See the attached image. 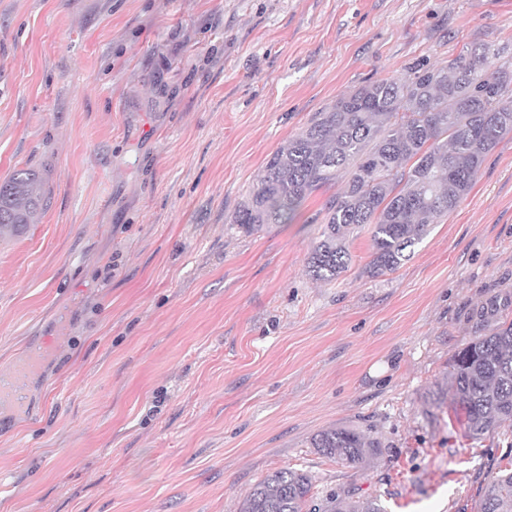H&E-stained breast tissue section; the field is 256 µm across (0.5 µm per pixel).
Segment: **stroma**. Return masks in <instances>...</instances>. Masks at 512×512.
I'll use <instances>...</instances> for the list:
<instances>
[{
  "instance_id": "obj_1",
  "label": "stroma",
  "mask_w": 512,
  "mask_h": 512,
  "mask_svg": "<svg viewBox=\"0 0 512 512\" xmlns=\"http://www.w3.org/2000/svg\"><path fill=\"white\" fill-rule=\"evenodd\" d=\"M512 62V0H0V182L51 205L0 238V512H240L269 473L386 512H477L512 425L451 401L474 311L512 294V134L410 260L306 273L331 189L285 224L231 218L269 157L368 82L474 43ZM353 429L352 468L312 448ZM38 353L36 348L31 350L32 358L18 365L14 370L0 374V400L21 398L17 396V393L22 387H25L26 391L29 378L28 367L34 363V357ZM324 456L336 458L350 467L360 465L367 454H375L379 446L367 443L364 437L354 430L329 428L319 432L312 441Z\"/></svg>"
}]
</instances>
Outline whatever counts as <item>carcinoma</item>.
<instances>
[{
	"label": "carcinoma",
	"mask_w": 512,
	"mask_h": 512,
	"mask_svg": "<svg viewBox=\"0 0 512 512\" xmlns=\"http://www.w3.org/2000/svg\"><path fill=\"white\" fill-rule=\"evenodd\" d=\"M481 44L444 66L418 65L343 95L274 152L231 219L246 233L286 224L315 192L344 184L327 199L321 239L307 261L316 281H332L350 263L347 236L368 227V273L397 269L429 225L455 210L478 181L500 139L512 133V67ZM50 203L44 174L17 169L0 183V236L20 234ZM512 297L494 295L475 312L485 333L453 359L452 399L477 437L512 421ZM312 447L350 467L377 445L354 430L319 432ZM312 480L281 468L258 482L241 512H304ZM325 512H385L378 498L332 494ZM478 512H512V468H499L482 489Z\"/></svg>",
	"instance_id": "carcinoma-1"
}]
</instances>
